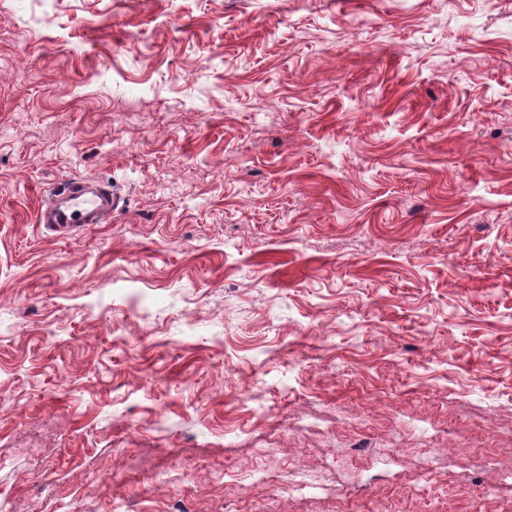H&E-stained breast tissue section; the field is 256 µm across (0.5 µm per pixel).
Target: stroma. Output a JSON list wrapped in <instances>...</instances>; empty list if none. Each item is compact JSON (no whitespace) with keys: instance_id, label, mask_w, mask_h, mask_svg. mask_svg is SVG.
Instances as JSON below:
<instances>
[{"instance_id":"stroma-1","label":"stroma","mask_w":512,"mask_h":512,"mask_svg":"<svg viewBox=\"0 0 512 512\" xmlns=\"http://www.w3.org/2000/svg\"><path fill=\"white\" fill-rule=\"evenodd\" d=\"M0 502L512 512V0H0ZM113 207L112 191L68 179L40 209L37 223L49 229L81 228L85 224H99L103 217L112 214Z\"/></svg>"}]
</instances>
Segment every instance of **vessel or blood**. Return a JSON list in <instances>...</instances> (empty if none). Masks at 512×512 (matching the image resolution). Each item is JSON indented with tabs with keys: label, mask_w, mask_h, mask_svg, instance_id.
Returning a JSON list of instances; mask_svg holds the SVG:
<instances>
[{
	"label": "vessel or blood",
	"mask_w": 512,
	"mask_h": 512,
	"mask_svg": "<svg viewBox=\"0 0 512 512\" xmlns=\"http://www.w3.org/2000/svg\"><path fill=\"white\" fill-rule=\"evenodd\" d=\"M114 207L112 193L69 179L51 195L38 213V221L50 229L81 228L96 224Z\"/></svg>",
	"instance_id": "obj_1"
}]
</instances>
